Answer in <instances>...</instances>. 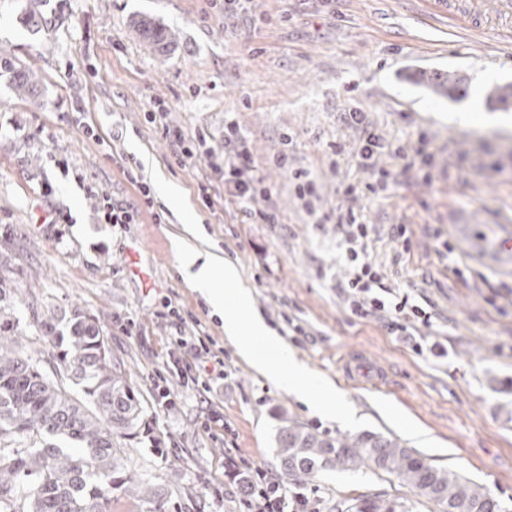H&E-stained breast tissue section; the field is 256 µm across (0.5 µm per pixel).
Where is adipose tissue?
Instances as JSON below:
<instances>
[{
    "mask_svg": "<svg viewBox=\"0 0 512 512\" xmlns=\"http://www.w3.org/2000/svg\"><path fill=\"white\" fill-rule=\"evenodd\" d=\"M179 242V268L185 280L204 295L213 315L224 324V337L257 373L272 380L329 417L342 414V401L334 383L299 363L284 339L257 309L251 292L241 283L233 260L217 247L191 244L195 225H186Z\"/></svg>",
    "mask_w": 512,
    "mask_h": 512,
    "instance_id": "ef3b65f1",
    "label": "adipose tissue"
}]
</instances>
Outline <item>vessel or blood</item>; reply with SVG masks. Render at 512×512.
I'll return each instance as SVG.
<instances>
[{
	"label": "vessel or blood",
	"instance_id": "vessel-or-blood-1",
	"mask_svg": "<svg viewBox=\"0 0 512 512\" xmlns=\"http://www.w3.org/2000/svg\"><path fill=\"white\" fill-rule=\"evenodd\" d=\"M432 3L462 30L480 31L488 22H497L496 35L501 45L512 49V0H432ZM471 236L490 257L512 262L511 225L486 224L472 229Z\"/></svg>",
	"mask_w": 512,
	"mask_h": 512
}]
</instances>
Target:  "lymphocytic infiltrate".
<instances>
[{"instance_id": "lymphocytic-infiltrate-1", "label": "lymphocytic infiltrate", "mask_w": 512, "mask_h": 512, "mask_svg": "<svg viewBox=\"0 0 512 512\" xmlns=\"http://www.w3.org/2000/svg\"><path fill=\"white\" fill-rule=\"evenodd\" d=\"M169 110L165 100H153L149 110L151 122L161 123L162 135L174 148L172 157L177 165L211 158L212 152L205 135L186 136L183 131L164 125ZM224 191L242 207L257 199H271L273 191L257 176L252 156L245 144L242 128L235 115L224 118ZM295 191L312 223H335L338 234L339 258L349 268L345 281L338 287L344 296L347 310L361 319L385 318L392 329L405 333L419 326H431L436 311L432 304L419 303L411 292L385 285L379 266L368 255V242L373 225L364 223L350 209L336 214L319 213L315 202L318 185L309 173L292 172ZM227 472L231 477L246 476L247 492L243 501L246 512H320L314 499L301 492L288 493L281 483L256 466L250 459H228Z\"/></svg>"}]
</instances>
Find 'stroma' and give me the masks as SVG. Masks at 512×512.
Returning <instances> with one entry per match:
<instances>
[{"instance_id": "35a3bbf8", "label": "stroma", "mask_w": 512, "mask_h": 512, "mask_svg": "<svg viewBox=\"0 0 512 512\" xmlns=\"http://www.w3.org/2000/svg\"><path fill=\"white\" fill-rule=\"evenodd\" d=\"M32 8L44 16L36 30L24 23ZM142 16L176 31L172 49L153 50L132 32ZM0 45L40 79L30 103L0 77V281L22 293L11 311L39 356L49 344L35 313L78 308L101 325L163 441L161 455L147 442L126 448L138 471L169 490L167 512H243L224 462L243 455L280 477L274 435L288 417L331 436L395 438L512 512V270L446 248L453 225H512V109L486 100L492 86L512 83V60L499 58L492 31L457 33L422 0H253L231 19L210 0H0ZM438 69L466 76V99L432 96L409 79ZM157 98L169 104L170 126L205 133L219 156L224 115L236 114L256 174L274 188L257 206H275L279 223H249L207 160L174 163L148 118ZM81 103L88 110L79 116ZM349 108L366 113L384 145L373 168L397 180L381 196L344 192L369 180L356 157L360 131L340 118ZM282 153L284 170L273 164ZM130 168L152 185L150 199L128 180ZM292 170L314 175L321 213L350 209L374 225L372 260L388 285L436 304L432 326L408 338L345 308L336 227L310 223ZM160 180L176 189L179 209L156 190ZM202 184L212 207L198 196ZM98 192L134 223H100ZM52 215L60 223H49ZM184 215L237 264L297 360L336 383L350 420L311 411L239 357L179 273ZM396 224L406 225L410 250L394 240ZM169 305L181 328L163 319ZM178 334L202 338L223 358V380L182 384L168 357ZM216 416L221 426L206 432ZM303 490L321 512L360 495L439 512L369 468L328 471Z\"/></svg>"}]
</instances>
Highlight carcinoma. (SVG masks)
<instances>
[{
    "label": "carcinoma",
    "instance_id": "obj_1",
    "mask_svg": "<svg viewBox=\"0 0 512 512\" xmlns=\"http://www.w3.org/2000/svg\"><path fill=\"white\" fill-rule=\"evenodd\" d=\"M134 31L158 50L177 40L175 32L151 20ZM14 95L36 98L39 78L0 48V73ZM420 81L453 101L468 95L456 72L423 73ZM487 102L512 108V87L496 85ZM51 347L53 372L41 367L14 320L0 321V512H112V500L128 499L146 512H166L167 487L135 470L123 441L140 434L146 400L127 379L124 366L109 355L98 322L79 309L65 329L56 314L37 317ZM281 474L305 484L325 471L379 469L395 475L433 501L440 512H502L483 487L448 469L428 464L418 453L376 433L329 436L293 419L275 434ZM336 512H403L401 503L361 495L336 504Z\"/></svg>",
    "mask_w": 512,
    "mask_h": 512
}]
</instances>
